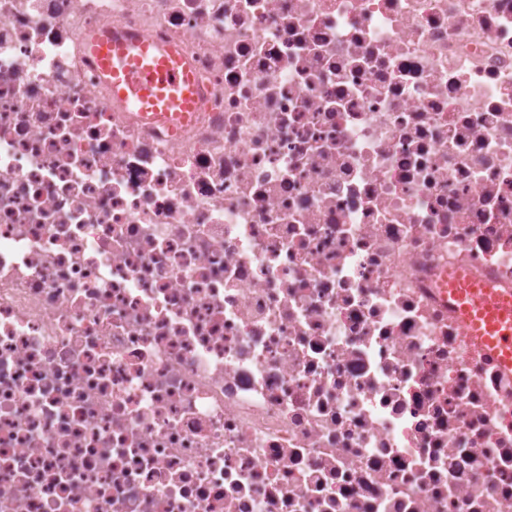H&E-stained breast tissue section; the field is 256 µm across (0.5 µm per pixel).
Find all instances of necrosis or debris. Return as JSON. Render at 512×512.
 Listing matches in <instances>:
<instances>
[{"instance_id": "1", "label": "necrosis or debris", "mask_w": 512, "mask_h": 512, "mask_svg": "<svg viewBox=\"0 0 512 512\" xmlns=\"http://www.w3.org/2000/svg\"><path fill=\"white\" fill-rule=\"evenodd\" d=\"M456 271L512 288V0H0V512H512ZM89 47L101 72L111 80L112 96L144 115L151 112V121L188 117L182 112L192 109L195 80L175 50L153 45L143 36L115 35L92 39Z\"/></svg>"}]
</instances>
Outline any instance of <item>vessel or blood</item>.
Here are the masks:
<instances>
[{
  "mask_svg": "<svg viewBox=\"0 0 512 512\" xmlns=\"http://www.w3.org/2000/svg\"><path fill=\"white\" fill-rule=\"evenodd\" d=\"M89 47L118 100L156 121H181L191 111L195 80L175 50L153 47L142 36H103L92 39ZM448 298L466 334L483 343L502 367L512 370V290L505 292L456 274L448 279Z\"/></svg>",
  "mask_w": 512,
  "mask_h": 512,
  "instance_id": "b4317fda",
  "label": "vessel or blood"
}]
</instances>
